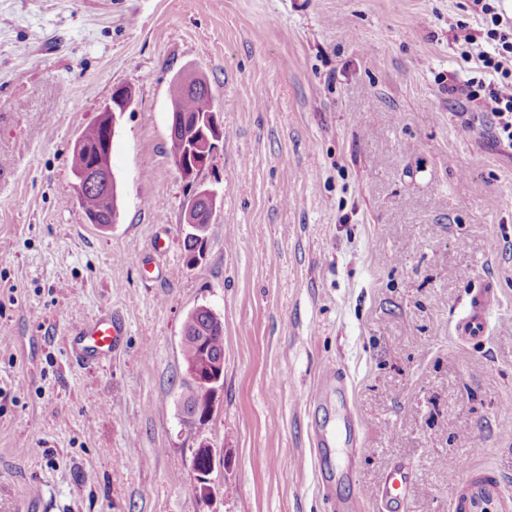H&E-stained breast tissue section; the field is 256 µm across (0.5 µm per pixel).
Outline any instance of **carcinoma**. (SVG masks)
Returning <instances> with one entry per match:
<instances>
[{
	"instance_id": "carcinoma-1",
	"label": "carcinoma",
	"mask_w": 512,
	"mask_h": 512,
	"mask_svg": "<svg viewBox=\"0 0 512 512\" xmlns=\"http://www.w3.org/2000/svg\"><path fill=\"white\" fill-rule=\"evenodd\" d=\"M213 107V99L206 82L201 78L177 79L171 89V111L177 112L189 120ZM102 121L86 130L78 138L83 148H73L71 170L78 176L89 168L96 147L100 143ZM194 135V128L186 127L180 132L172 131L170 139V158L184 156L187 144ZM85 212L99 217L100 225L112 224V213L116 210V194L107 197L100 191H86L80 197ZM210 220L192 224L184 237L186 263L198 264V257L204 251ZM183 351L187 372L190 374L215 375L224 368V322L210 308L200 306L190 312L183 327ZM189 394L185 399L183 412L187 422H203L202 407L207 405L210 386L191 381Z\"/></svg>"
}]
</instances>
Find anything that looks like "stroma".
Listing matches in <instances>:
<instances>
[{
  "mask_svg": "<svg viewBox=\"0 0 512 512\" xmlns=\"http://www.w3.org/2000/svg\"><path fill=\"white\" fill-rule=\"evenodd\" d=\"M465 0H0V512H455L512 502V147L448 95ZM203 78L224 136L183 178L170 86ZM115 224L87 223L73 146L115 87ZM204 261H184L196 192ZM498 299L483 337L455 322ZM224 320V384L185 422L182 330ZM127 336L73 362L104 313ZM346 376L322 406L326 366ZM224 463L189 492L197 448ZM497 297V290L490 283L478 288L473 295V308L456 324L455 331L458 336L478 338L483 336L487 329V315L484 309L493 303ZM125 336L124 321L115 314L102 313L69 336L68 349L76 363L97 364L120 351ZM406 476L399 470H391L375 497L387 510H400L412 493ZM500 486V479L495 473L487 474L481 483V488L474 494L471 502L472 512H483L485 503L492 500Z\"/></svg>",
  "mask_w": 512,
  "mask_h": 512,
  "instance_id": "stroma-1",
  "label": "stroma"
}]
</instances>
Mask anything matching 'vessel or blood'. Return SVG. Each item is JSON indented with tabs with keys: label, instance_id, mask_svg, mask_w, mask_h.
Here are the masks:
<instances>
[{
	"label": "vessel or blood",
	"instance_id": "1",
	"mask_svg": "<svg viewBox=\"0 0 512 512\" xmlns=\"http://www.w3.org/2000/svg\"><path fill=\"white\" fill-rule=\"evenodd\" d=\"M497 297L492 284L477 289L473 296L472 309L456 324L457 335L469 338L483 336L487 329L485 309ZM126 336L123 320L115 314L103 313L76 329L68 339V349L72 359L81 365H92L110 359L121 350ZM500 486L497 474H487L480 489L471 502L473 512H484L485 503L492 500ZM412 493L406 476L398 470L390 471L376 497L387 512H400Z\"/></svg>",
	"mask_w": 512,
	"mask_h": 512
}]
</instances>
